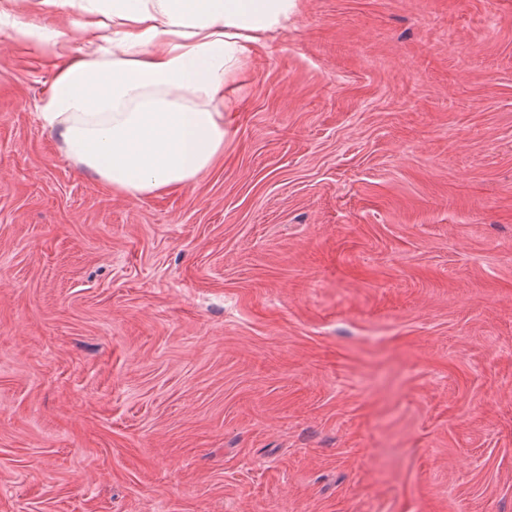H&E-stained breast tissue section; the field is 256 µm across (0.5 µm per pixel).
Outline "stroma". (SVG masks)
<instances>
[{"instance_id": "stroma-1", "label": "stroma", "mask_w": 512, "mask_h": 512, "mask_svg": "<svg viewBox=\"0 0 512 512\" xmlns=\"http://www.w3.org/2000/svg\"><path fill=\"white\" fill-rule=\"evenodd\" d=\"M85 19L0 0V512H512V0H302L139 198L40 119ZM59 34L50 27L32 28L28 26H15L12 38L15 42L40 41L44 43H56Z\"/></svg>"}]
</instances>
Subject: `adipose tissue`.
Wrapping results in <instances>:
<instances>
[{"label": "adipose tissue", "instance_id": "adipose-tissue-1", "mask_svg": "<svg viewBox=\"0 0 512 512\" xmlns=\"http://www.w3.org/2000/svg\"><path fill=\"white\" fill-rule=\"evenodd\" d=\"M301 0H102L93 54L57 72L42 108L64 152L130 197L188 185L224 148L245 59L286 31Z\"/></svg>", "mask_w": 512, "mask_h": 512}]
</instances>
